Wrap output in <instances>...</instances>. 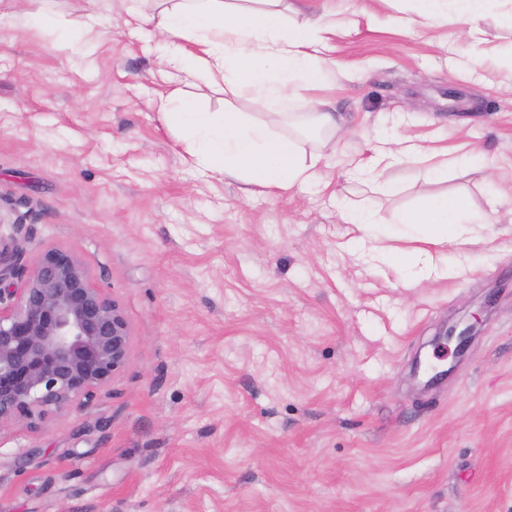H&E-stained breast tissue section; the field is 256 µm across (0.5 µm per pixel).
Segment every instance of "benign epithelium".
Instances as JSON below:
<instances>
[{
    "instance_id": "7a95c632",
    "label": "benign epithelium",
    "mask_w": 512,
    "mask_h": 512,
    "mask_svg": "<svg viewBox=\"0 0 512 512\" xmlns=\"http://www.w3.org/2000/svg\"><path fill=\"white\" fill-rule=\"evenodd\" d=\"M22 253L18 244L9 255L0 249V430L86 408L131 354L122 307L74 252L45 249L24 286L11 288L7 281L23 275ZM473 331L460 321L442 335L464 345Z\"/></svg>"
}]
</instances>
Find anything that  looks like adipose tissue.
<instances>
[{"label": "adipose tissue", "instance_id": "obj_1", "mask_svg": "<svg viewBox=\"0 0 512 512\" xmlns=\"http://www.w3.org/2000/svg\"><path fill=\"white\" fill-rule=\"evenodd\" d=\"M128 12L137 27L163 35L170 45L165 63L193 79L221 88L224 109L210 111L197 97L175 87L166 94L162 122L186 136L195 167L213 177H233L267 191L304 188L319 179L324 151L342 127L324 98L308 112H283L271 119L246 112L243 101L283 100L299 88L314 89L335 73V58L324 55L331 25L300 18L290 0H135ZM427 164L443 176L457 165L448 150H427L401 139L377 151L374 168L405 161ZM344 219L355 225L372 258L408 276L443 280L451 272L447 250L467 256L475 240L470 224L487 223L459 195L440 194L397 216L407 230L392 236L379 229L375 213L348 206Z\"/></svg>", "mask_w": 512, "mask_h": 512}]
</instances>
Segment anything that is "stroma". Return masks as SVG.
I'll use <instances>...</instances> for the list:
<instances>
[{
    "instance_id": "35a3bbf8",
    "label": "stroma",
    "mask_w": 512,
    "mask_h": 512,
    "mask_svg": "<svg viewBox=\"0 0 512 512\" xmlns=\"http://www.w3.org/2000/svg\"><path fill=\"white\" fill-rule=\"evenodd\" d=\"M294 2L335 20L341 69L245 109L319 95L344 130L319 185L254 194L186 164L160 121L164 40L124 0L0 6V245L21 244L27 270L73 251L132 331L83 411L0 430V512H512V223L432 281L369 267L341 216L447 188L512 208V0L431 20L418 0ZM44 10L56 26L34 22ZM397 134L478 152L444 183L393 168L392 195L350 178ZM471 312L459 353L441 332ZM430 359L447 383L425 386Z\"/></svg>"
}]
</instances>
